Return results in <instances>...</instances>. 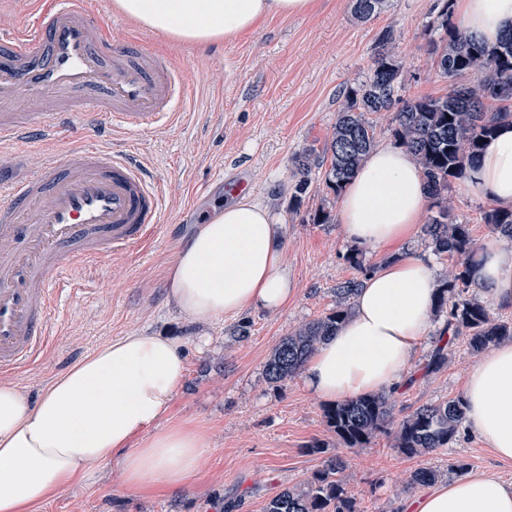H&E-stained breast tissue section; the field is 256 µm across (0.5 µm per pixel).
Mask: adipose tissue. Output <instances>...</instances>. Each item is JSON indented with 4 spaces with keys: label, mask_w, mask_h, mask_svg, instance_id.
<instances>
[{
    "label": "adipose tissue",
    "mask_w": 512,
    "mask_h": 512,
    "mask_svg": "<svg viewBox=\"0 0 512 512\" xmlns=\"http://www.w3.org/2000/svg\"><path fill=\"white\" fill-rule=\"evenodd\" d=\"M133 22L178 42L204 45L254 29L270 16L315 10L317 0H114ZM466 29L495 43L512 29V0H459ZM468 189L512 208V120L502 122ZM428 200L425 178L409 151L373 149L341 195L339 220L361 247L402 248L401 257L369 274L335 336L302 369L305 385L336 403L392 389L425 334L438 286L429 260L408 243ZM282 226L269 207L234 196L197 225L168 274L178 311L208 323L252 308L277 311L294 293L279 245ZM470 278L497 304L512 306V243H484ZM186 359L179 338L141 332L97 347L40 398L0 380V512H34L120 456L130 489L156 481L178 491L199 469L202 434L185 425L158 428L181 384ZM466 420L503 459L512 460V342L483 356L464 388ZM415 512H512V489L470 474L430 489Z\"/></svg>",
    "instance_id": "adipose-tissue-1"
}]
</instances>
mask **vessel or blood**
Returning a JSON list of instances; mask_svg holds the SVG:
<instances>
[{
    "label": "vessel or blood",
    "instance_id": "vessel-or-blood-1",
    "mask_svg": "<svg viewBox=\"0 0 512 512\" xmlns=\"http://www.w3.org/2000/svg\"><path fill=\"white\" fill-rule=\"evenodd\" d=\"M185 94L169 55L115 39L88 0H40L0 34V373L31 364L75 265L126 254L156 230L163 196L132 154L89 143L176 124Z\"/></svg>",
    "mask_w": 512,
    "mask_h": 512
}]
</instances>
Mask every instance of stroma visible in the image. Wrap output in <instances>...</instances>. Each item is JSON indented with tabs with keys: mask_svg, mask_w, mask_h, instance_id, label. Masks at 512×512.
<instances>
[{
	"mask_svg": "<svg viewBox=\"0 0 512 512\" xmlns=\"http://www.w3.org/2000/svg\"><path fill=\"white\" fill-rule=\"evenodd\" d=\"M111 12L112 33L169 54L186 78L178 125L160 132L115 137V151L132 152L164 190V219L152 241L126 255L75 272V291L57 307L50 342L14 382L39 397L98 346L142 331L162 332L184 343L186 372L161 425L199 427L207 452L196 477L181 491L155 483L134 491L125 485L119 460L85 483L45 502L39 512H264L284 488L302 486L319 468L311 445L342 456L340 478L358 512H414L421 488L407 489L419 468L437 470L439 483L487 473L512 488V461L498 459L469 427L435 453L408 457L389 435L363 448H348L323 418L324 400L302 376L280 388L265 380L264 366L280 339L329 313L334 288L361 279V267H381L393 255L355 249L339 219L313 223L322 207L339 200L314 170L299 206H292L293 157L323 152L345 88L360 83L377 51V35L391 29L390 45L402 65L404 99L446 94L448 83L433 64L427 29L435 0H388L379 17L355 19L349 0H318L307 15L273 17L256 30L208 45L166 38L114 11L112 0H91ZM246 178L253 198L272 207L282 223L284 261L295 294L276 312L247 310L212 324L190 322L174 312L167 276L195 225ZM453 218L468 224L476 243L490 240L483 214L491 204L469 192L462 179L448 182ZM445 323L431 327L410 358V370L390 393L395 419L418 406L462 396L479 359L465 344L448 353L438 372L425 368ZM247 326L249 336L239 339Z\"/></svg>",
	"mask_w": 512,
	"mask_h": 512,
	"instance_id": "stroma-1",
	"label": "stroma"
}]
</instances>
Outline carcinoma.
<instances>
[{"label":"carcinoma","instance_id":"carcinoma-1","mask_svg":"<svg viewBox=\"0 0 512 512\" xmlns=\"http://www.w3.org/2000/svg\"><path fill=\"white\" fill-rule=\"evenodd\" d=\"M388 0H351V10L361 21L379 14ZM430 31L440 40L434 45V65L448 80L442 97L403 99L401 64L389 50L392 33L386 29L377 37L378 51L365 79L348 88L339 106L331 140L323 160L305 150L294 159L297 177L292 203L306 192L314 169L326 164V186L338 196L375 146V129L367 115L391 112L392 135L417 160L425 175L428 195L438 208L423 227V235L437 254L456 258L450 279L437 289L433 312L446 314L444 345L428 355L426 368L439 371L448 362V348L465 336L469 348L479 353L506 339H512V321L494 318L477 298H466L471 283L468 267L478 252L465 224L452 220L448 208L449 178L465 175L492 138L496 125L512 116V31L489 45L456 21L454 0H437L429 21ZM484 223L492 226L496 238L512 242V209L492 208ZM361 286L348 280L335 289L332 311L283 337L266 362V381L279 387L302 370L306 359L351 314V300ZM326 425L351 449L363 448L380 434L394 435V448L409 456H423L448 447L465 420L460 397L417 407L400 422L391 415L390 396L372 394L356 397L324 409ZM344 461L338 455L323 459L303 486L285 489L265 506V512H356L339 477ZM437 473L419 468L410 476L407 488L435 482Z\"/></svg>","mask_w":512,"mask_h":512}]
</instances>
